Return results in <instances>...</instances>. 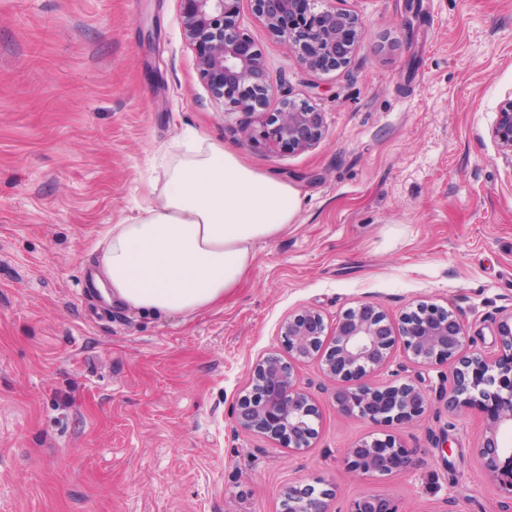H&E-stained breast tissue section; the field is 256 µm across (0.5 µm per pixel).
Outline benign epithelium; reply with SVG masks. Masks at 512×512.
Returning <instances> with one entry per match:
<instances>
[{
	"mask_svg": "<svg viewBox=\"0 0 512 512\" xmlns=\"http://www.w3.org/2000/svg\"><path fill=\"white\" fill-rule=\"evenodd\" d=\"M185 39L211 95L225 112L251 120L240 126L247 143L305 151L325 131L323 113L305 101L283 99L274 112H258L267 99L269 75L261 52L238 23V0H181ZM269 34L289 43L299 64L310 72L329 71L349 62L363 34L359 18L336 8V0H251ZM322 3L323 8L315 9ZM491 135L512 160V92L497 110ZM494 350L469 346L467 326L456 314L433 303H418L393 323L380 305L365 301L336 319L326 333L322 315L307 309L288 317L280 336L288 358L271 353L254 366L250 390L239 397L236 422L246 432L271 436L289 449L311 447L319 411L300 384L297 362L317 358L324 375L336 381L332 400L338 412L379 424L384 437L362 440L347 452L348 467L362 476L411 473L421 453L388 430L421 416L430 397L419 381L376 386L371 375L386 368L396 350L425 368L447 367L438 396L450 412L480 408L487 416L485 437L474 450L477 464L493 480L501 498L512 502V448L502 434L512 430V308L492 322ZM333 493L289 484L281 512H331ZM347 512H399L394 500L368 493Z\"/></svg>",
	"mask_w": 512,
	"mask_h": 512,
	"instance_id": "obj_1",
	"label": "benign epithelium"
}]
</instances>
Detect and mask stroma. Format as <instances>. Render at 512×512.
<instances>
[{"label": "stroma", "mask_w": 512, "mask_h": 512, "mask_svg": "<svg viewBox=\"0 0 512 512\" xmlns=\"http://www.w3.org/2000/svg\"><path fill=\"white\" fill-rule=\"evenodd\" d=\"M336 0L365 25L351 60L310 72L242 0L277 107L322 112L307 151L240 142L184 39L180 0H0V512H280L323 480L332 512L364 494L401 512H503L472 450L480 410L432 402L399 428L410 474L360 476L347 448L378 427L339 413L318 359L298 363L320 413L311 448L242 432L255 362L281 323L326 326L360 302L391 320L452 308L477 350L512 306V167L491 136L512 92V0ZM297 186L301 206L222 302L194 316L104 311L85 274L103 231L160 192L185 129Z\"/></svg>", "instance_id": "35a3bbf8"}]
</instances>
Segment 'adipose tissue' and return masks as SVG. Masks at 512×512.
I'll use <instances>...</instances> for the list:
<instances>
[{
    "instance_id": "ef3b65f1",
    "label": "adipose tissue",
    "mask_w": 512,
    "mask_h": 512,
    "mask_svg": "<svg viewBox=\"0 0 512 512\" xmlns=\"http://www.w3.org/2000/svg\"><path fill=\"white\" fill-rule=\"evenodd\" d=\"M299 209L296 187L190 134L166 163L158 198L106 230L93 282L107 301L132 310L194 314L222 301L250 270L258 244L279 236Z\"/></svg>"
}]
</instances>
